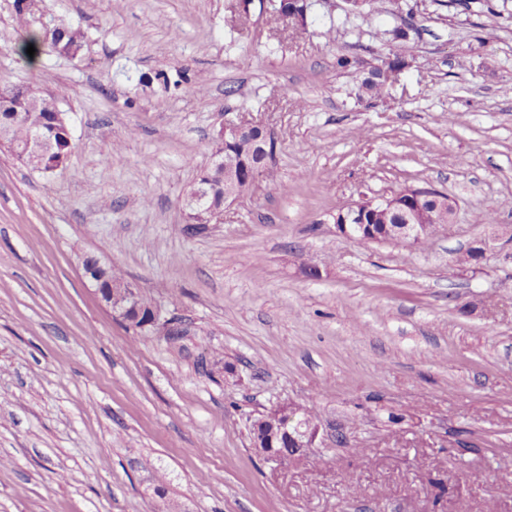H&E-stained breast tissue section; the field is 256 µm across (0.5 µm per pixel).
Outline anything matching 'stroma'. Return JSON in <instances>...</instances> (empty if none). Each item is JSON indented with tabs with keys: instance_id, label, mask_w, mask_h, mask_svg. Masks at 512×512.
Returning a JSON list of instances; mask_svg holds the SVG:
<instances>
[{
	"instance_id": "stroma-1",
	"label": "stroma",
	"mask_w": 512,
	"mask_h": 512,
	"mask_svg": "<svg viewBox=\"0 0 512 512\" xmlns=\"http://www.w3.org/2000/svg\"><path fill=\"white\" fill-rule=\"evenodd\" d=\"M309 2L295 31L277 0H45L85 47L32 64L0 0V82L52 96L74 144L49 175L0 147V512H512V253L455 262L488 205L512 225V0H408L402 42L394 0ZM244 119L274 136L272 175L188 227ZM408 187L453 198V223L417 245L337 231ZM86 255L184 335L113 319ZM288 401L330 434L304 464L250 445Z\"/></svg>"
}]
</instances>
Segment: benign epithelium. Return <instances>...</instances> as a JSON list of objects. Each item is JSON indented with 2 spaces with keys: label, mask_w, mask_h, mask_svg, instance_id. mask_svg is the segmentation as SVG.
I'll return each mask as SVG.
<instances>
[{
  "label": "benign epithelium",
  "mask_w": 512,
  "mask_h": 512,
  "mask_svg": "<svg viewBox=\"0 0 512 512\" xmlns=\"http://www.w3.org/2000/svg\"><path fill=\"white\" fill-rule=\"evenodd\" d=\"M17 8L27 12L31 22L49 28L57 25L58 17L47 10L44 0H17ZM264 129V125L249 121L239 123L228 122L220 128L215 139V147L211 154L209 169L224 175V196L221 201L213 202L200 213L206 223H211L215 218L223 216L224 209L234 205L239 200L236 160L228 153L227 146L241 140H248L251 151L261 150L263 146L253 138L257 130ZM438 200L435 209L430 210L426 203L431 198ZM375 209H385L398 213L403 218V223L391 225L389 233H379L373 224L367 223L368 212ZM448 211V222H453L455 217V203L448 195L436 190H418L406 188L380 199H366L359 202L336 218L338 231L360 242L367 243H393L405 242L419 244L426 237V226L432 224L438 228L443 226L438 219L441 211ZM85 276L92 282L101 300L112 312L117 321L126 318L127 308L120 305L122 301L134 302L138 300V293L129 283L115 284L111 282L110 266L102 263L97 258H90L82 262ZM152 313L141 324V328L148 327L161 329L170 333L176 330V319L162 316L158 307H151ZM301 412V406L294 403H286L264 413V417L277 424L281 418H286V424L293 425V429L284 430L280 435L288 442V450H281L276 444L281 439L274 436L257 446V452L267 461L278 463L283 455H288V460L301 462L305 460L311 451L320 445V434L323 426L322 420H299L297 415Z\"/></svg>",
  "instance_id": "benign-epithelium-1"
}]
</instances>
